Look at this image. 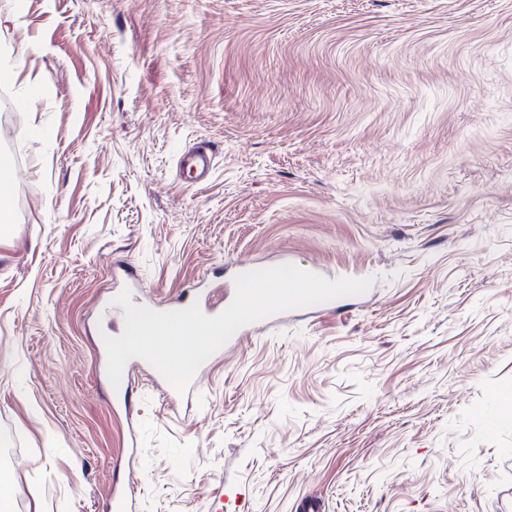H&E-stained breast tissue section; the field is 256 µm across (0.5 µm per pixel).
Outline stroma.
I'll use <instances>...</instances> for the list:
<instances>
[{
  "instance_id": "35a3bbf8",
  "label": "stroma",
  "mask_w": 512,
  "mask_h": 512,
  "mask_svg": "<svg viewBox=\"0 0 512 512\" xmlns=\"http://www.w3.org/2000/svg\"><path fill=\"white\" fill-rule=\"evenodd\" d=\"M0 67L14 512H512V0H0ZM244 261L374 283L113 397L102 300ZM178 165L182 177L192 183H203L212 170L211 149L203 144L189 147L181 153Z\"/></svg>"
}]
</instances>
